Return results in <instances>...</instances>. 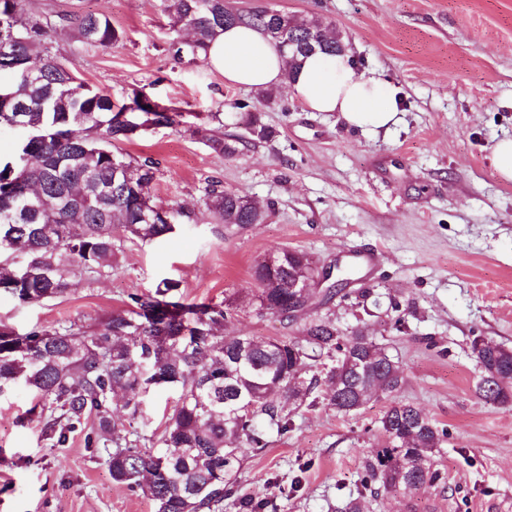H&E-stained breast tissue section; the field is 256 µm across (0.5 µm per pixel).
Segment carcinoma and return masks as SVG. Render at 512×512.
<instances>
[{
	"label": "carcinoma",
	"instance_id": "cac0c4a2",
	"mask_svg": "<svg viewBox=\"0 0 512 512\" xmlns=\"http://www.w3.org/2000/svg\"><path fill=\"white\" fill-rule=\"evenodd\" d=\"M172 26H190L191 41H174V55L207 61L208 47L224 28H258L291 65L314 52L336 54L346 46L329 35L319 18L299 20L281 11H243L229 0H162ZM63 21L83 44L109 47L124 34L103 14L74 12ZM53 28L26 15L22 0H0V128L21 111L26 136L0 160V296L41 303L69 293L71 276H98L112 268L119 251L114 228L151 242L175 229L182 210L153 199L156 163L112 150L150 130L180 125L183 113L143 93L116 105L77 80L52 52ZM274 102L261 91L238 104L240 122L253 141L272 132L260 112ZM220 113H209L195 135L212 153L231 156L236 143L224 139ZM205 211L228 228L260 224L264 212L239 192L206 190ZM318 270L297 250L277 249L256 261L254 304L259 314L304 320L299 338L231 335L235 301H185L181 282L161 279L153 292L133 294L127 309L95 327H36L19 334L0 324V396L22 382L40 395L50 416L44 439L66 441L68 432L92 416L97 426L88 445L104 448L112 479L145 488L165 512H204L237 497L239 512L263 504L239 496L235 476L248 454L263 451L273 433L288 429L287 407L299 408L320 381L334 386L323 404L344 415L363 409L380 389L396 390L403 370L373 337L344 333L315 314L338 288H313L303 298L292 291L296 277ZM473 355L482 401L512 405V348L478 337ZM152 386L178 398L158 440L159 451L129 439L126 424L143 417L142 395ZM124 397L126 421L113 417L112 399ZM386 445L367 458L363 488L379 495L438 485L434 457L448 430L410 402H394L379 420Z\"/></svg>",
	"mask_w": 512,
	"mask_h": 512
}]
</instances>
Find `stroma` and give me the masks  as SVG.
Instances as JSON below:
<instances>
[{
	"mask_svg": "<svg viewBox=\"0 0 512 512\" xmlns=\"http://www.w3.org/2000/svg\"><path fill=\"white\" fill-rule=\"evenodd\" d=\"M23 4L58 25L54 53L90 87L116 103L142 92L186 112L181 126L117 149L155 160L154 199L190 217L152 243L116 229L120 251L109 273L77 276L60 300L1 299L0 323L20 334L74 321L92 326L172 278L190 302L236 298L230 332L289 338L299 323L254 310L255 261L286 248L325 268L377 246L376 273L352 275L347 299L320 313L384 343L404 385L351 415L321 405L291 411L288 430L245 459L239 493L269 512H334L358 494L365 460L384 442L385 407L408 401L450 433L436 455L445 481L367 499L365 512H512V407L477 397L472 353L477 336L512 347V182L491 162L497 141L512 137V0H233L242 10L319 16L400 103L395 125L369 133L339 113L310 111L279 85L260 114L271 138L240 145L230 157L196 139L197 117L223 113L225 135L245 136L237 105L254 92L210 65L174 57L169 45L185 34L171 28L160 0ZM74 9L107 15L123 42L81 43L60 26ZM211 185L247 194L266 221L226 230L203 209ZM176 398L169 389L150 391L135 435L157 440ZM45 416L25 385L0 397V512H156L142 488L116 483L103 453L87 447L92 421L54 446L41 436Z\"/></svg>",
	"mask_w": 512,
	"mask_h": 512,
	"instance_id": "obj_1",
	"label": "stroma"
}]
</instances>
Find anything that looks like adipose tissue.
Returning a JSON list of instances; mask_svg holds the SVG:
<instances>
[{"label": "adipose tissue", "instance_id": "1", "mask_svg": "<svg viewBox=\"0 0 512 512\" xmlns=\"http://www.w3.org/2000/svg\"><path fill=\"white\" fill-rule=\"evenodd\" d=\"M208 62L229 83L249 89L289 83L310 111L340 113L348 125L365 131L386 129L396 122L395 93L360 71L347 52L302 59L289 82L287 58L259 30L234 25L210 43Z\"/></svg>", "mask_w": 512, "mask_h": 512}]
</instances>
